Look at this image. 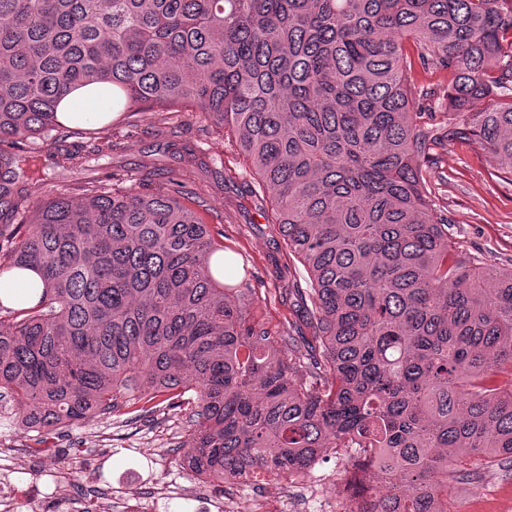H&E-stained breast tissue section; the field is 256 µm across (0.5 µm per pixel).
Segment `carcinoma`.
I'll list each match as a JSON object with an SVG mask.
<instances>
[{
  "label": "carcinoma",
  "instance_id": "cac0c4a2",
  "mask_svg": "<svg viewBox=\"0 0 512 512\" xmlns=\"http://www.w3.org/2000/svg\"><path fill=\"white\" fill-rule=\"evenodd\" d=\"M448 71L443 136L512 173V0H0V274L38 300L0 304V399L47 435L163 405L191 423L196 476L309 474L349 450L359 512H454L449 474L512 460V270L453 252L421 173L434 130L412 56ZM96 112H204L258 177L254 203L305 272L290 288L307 357L249 317L252 272L182 185H42L30 144L78 87ZM466 120H456L457 115ZM52 164L112 155L100 127ZM13 276L6 275L4 280L0 277V298L5 294L6 305H11L12 296L16 292L41 287V279L33 269L15 270Z\"/></svg>",
  "mask_w": 512,
  "mask_h": 512
}]
</instances>
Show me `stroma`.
<instances>
[{
    "instance_id": "1",
    "label": "stroma",
    "mask_w": 512,
    "mask_h": 512,
    "mask_svg": "<svg viewBox=\"0 0 512 512\" xmlns=\"http://www.w3.org/2000/svg\"><path fill=\"white\" fill-rule=\"evenodd\" d=\"M178 137L155 112L121 116L112 128L118 148L88 170L76 160L72 179H108L118 174L125 187L138 190L165 186L166 171L181 169L176 146L187 145L209 161L210 171L193 170L185 191L206 194L211 209L202 220L223 235L224 251L253 274L258 297L256 318L272 333L292 335L293 350L304 353L303 324L285 298L296 281L286 271L288 258L261 209L255 207L251 167L233 137L195 112L181 113ZM426 187L437 208L448 216V235L463 253L499 269L512 268V175L497 157L468 140L442 139L421 159ZM188 426L184 416L161 412L150 418L121 414L98 416L63 428L49 451L34 453V433L19 423L0 425V465L14 468L11 485L1 490L16 512H31V500L48 503L65 496L75 512L93 502L112 504L135 496L155 512H205L213 499L232 500L237 512H249L253 498L269 494L306 512L305 497L313 486L339 479L347 457L325 451L312 472L292 480L258 477L234 490L200 483L182 464ZM456 512H512V465L493 468L469 464V474L455 489Z\"/></svg>"
}]
</instances>
